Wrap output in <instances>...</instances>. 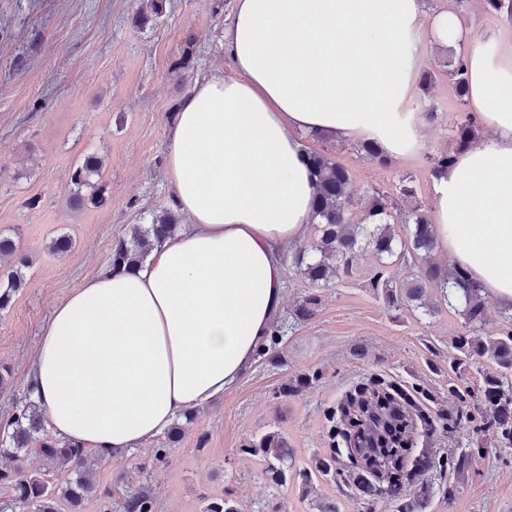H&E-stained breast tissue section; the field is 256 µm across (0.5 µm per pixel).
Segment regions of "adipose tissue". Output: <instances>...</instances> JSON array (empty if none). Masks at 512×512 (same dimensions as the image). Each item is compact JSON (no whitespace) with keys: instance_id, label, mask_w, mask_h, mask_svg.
<instances>
[{"instance_id":"ef3b65f1","label":"adipose tissue","mask_w":512,"mask_h":512,"mask_svg":"<svg viewBox=\"0 0 512 512\" xmlns=\"http://www.w3.org/2000/svg\"><path fill=\"white\" fill-rule=\"evenodd\" d=\"M433 46L463 51L489 132L434 181L436 250L512 307V36L473 39L461 11L429 14L423 0H234L231 75L194 86L167 133L187 224L141 267L101 269L41 330L31 389L59 439L109 458L235 385L283 309L285 256L311 234L301 133L417 156Z\"/></svg>"}]
</instances>
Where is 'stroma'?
I'll list each match as a JSON object with an SVG mask.
<instances>
[{
  "mask_svg": "<svg viewBox=\"0 0 512 512\" xmlns=\"http://www.w3.org/2000/svg\"><path fill=\"white\" fill-rule=\"evenodd\" d=\"M141 3L0 0V236L12 238L30 259L24 288L0 313V367L10 371L0 388V420L30 392V361L56 303L107 266L118 239L172 207L164 154L178 102L199 80L231 71L223 41L229 9L219 0H165L159 14L141 10ZM185 55L188 67L174 69ZM429 100L438 112L423 153L387 168L349 142L308 132L302 142L335 156L360 190L390 188L412 174L414 201L427 205L433 195L427 157L448 149L460 117L446 80L432 85ZM88 152L105 158L112 201L74 209L70 173ZM32 197L40 200L34 209L26 205ZM61 234L73 241L65 255L49 249ZM378 264L372 249H362L354 276L322 289L315 318L286 337L284 362L254 363L222 399L181 421L175 446L161 435L110 459L88 452L99 486L110 491L112 512H121L127 492L142 485L153 493L157 512H201L207 498L223 494L240 512H262L270 488L259 464L242 454L244 442L279 430L297 459L325 453L323 409L371 373L426 388L448 405L455 402L449 387L478 392L483 374L495 366L479 361L463 377L453 369L462 318L448 308L388 310L368 284ZM314 369L322 378L313 388L297 397L278 395L282 384ZM475 441L482 456L435 483L422 512H512V448L499 447L491 431L465 421L455 433L437 431L427 446L439 456ZM163 447L167 456L156 462L154 451Z\"/></svg>",
  "mask_w": 512,
  "mask_h": 512,
  "instance_id": "stroma-1",
  "label": "stroma"
}]
</instances>
